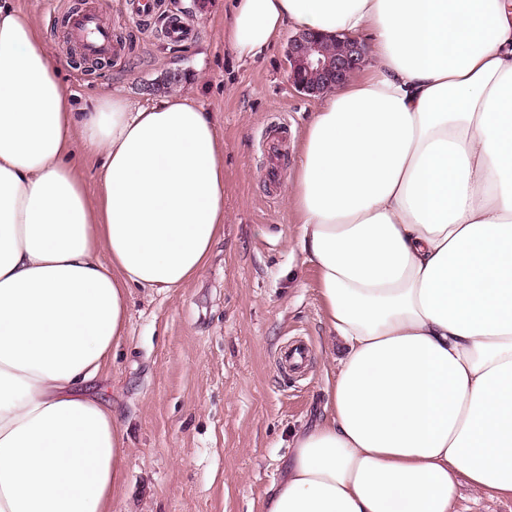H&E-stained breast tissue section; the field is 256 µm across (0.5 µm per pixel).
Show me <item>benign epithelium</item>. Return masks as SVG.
<instances>
[{
    "instance_id": "obj_1",
    "label": "benign epithelium",
    "mask_w": 512,
    "mask_h": 512,
    "mask_svg": "<svg viewBox=\"0 0 512 512\" xmlns=\"http://www.w3.org/2000/svg\"><path fill=\"white\" fill-rule=\"evenodd\" d=\"M336 44L338 48L330 50ZM364 43L345 34L300 31L288 42L289 82L308 95L345 82L366 62Z\"/></svg>"
}]
</instances>
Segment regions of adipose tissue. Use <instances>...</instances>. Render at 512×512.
Returning a JSON list of instances; mask_svg holds the SVG:
<instances>
[{"mask_svg":"<svg viewBox=\"0 0 512 512\" xmlns=\"http://www.w3.org/2000/svg\"><path fill=\"white\" fill-rule=\"evenodd\" d=\"M239 60L287 29L365 40L327 91L289 204L339 349L265 512H452L512 497V0H231ZM101 157L97 189L76 145ZM224 157L190 94L78 110L0 0V512H112L127 429L86 384L132 289L171 291L224 230ZM74 164L78 169L80 175L85 180L88 189L93 191L95 189V176H96V158L89 154L80 144L76 149L74 156ZM461 495L455 506L458 512H512V498H497L465 485L461 488Z\"/></svg>","mask_w":512,"mask_h":512,"instance_id":"ef3b65f1","label":"adipose tissue"}]
</instances>
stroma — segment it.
Returning a JSON list of instances; mask_svg holds the SVG:
<instances>
[{"label": "stroma", "instance_id": "35a3bbf8", "mask_svg": "<svg viewBox=\"0 0 512 512\" xmlns=\"http://www.w3.org/2000/svg\"><path fill=\"white\" fill-rule=\"evenodd\" d=\"M43 33L52 62L80 100L124 91L158 96L159 80L214 112L224 145L228 222L211 262L184 287L133 289L128 335L93 381L129 438L123 484L112 512H263L295 432L323 415L333 373L316 275L291 241L299 216L284 187L268 197L264 135L284 126L283 179L292 181L315 97L288 81V43L238 60L224 40L229 0H162L197 34L179 46L159 22L136 23L126 0H101L122 56L88 66L73 59L64 24L82 0H19ZM309 347L286 375L281 348Z\"/></svg>", "mask_w": 512, "mask_h": 512}]
</instances>
